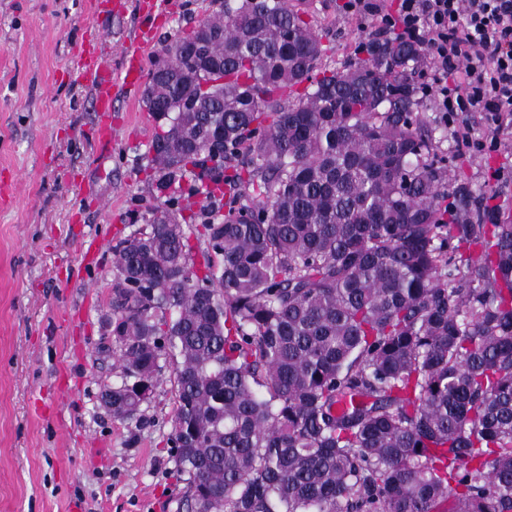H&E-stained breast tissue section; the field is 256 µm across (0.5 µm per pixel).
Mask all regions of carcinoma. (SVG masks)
Here are the masks:
<instances>
[{
	"mask_svg": "<svg viewBox=\"0 0 512 512\" xmlns=\"http://www.w3.org/2000/svg\"><path fill=\"white\" fill-rule=\"evenodd\" d=\"M363 51L323 67L292 0H224L149 73L104 394L139 427L171 370L185 512H512V221L449 188L425 49Z\"/></svg>",
	"mask_w": 512,
	"mask_h": 512,
	"instance_id": "carcinoma-1",
	"label": "carcinoma"
}]
</instances>
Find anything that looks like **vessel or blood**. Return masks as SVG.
<instances>
[{"label": "vessel or blood", "instance_id": "vessel-or-blood-1", "mask_svg": "<svg viewBox=\"0 0 512 512\" xmlns=\"http://www.w3.org/2000/svg\"><path fill=\"white\" fill-rule=\"evenodd\" d=\"M76 67L78 77L90 85L95 95L96 110L100 121L93 137L100 148H108L112 144V102L120 88L136 87L143 73V58L139 51L127 55L121 69L112 71L100 59L95 43H83L77 56Z\"/></svg>", "mask_w": 512, "mask_h": 512}]
</instances>
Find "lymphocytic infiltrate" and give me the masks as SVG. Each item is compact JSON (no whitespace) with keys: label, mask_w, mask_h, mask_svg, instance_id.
<instances>
[{"label":"lymphocytic infiltrate","mask_w":512,"mask_h":512,"mask_svg":"<svg viewBox=\"0 0 512 512\" xmlns=\"http://www.w3.org/2000/svg\"><path fill=\"white\" fill-rule=\"evenodd\" d=\"M343 10L425 46V89L457 121L462 148L491 152L512 140V0H345Z\"/></svg>","instance_id":"lymphocytic-infiltrate-1"}]
</instances>
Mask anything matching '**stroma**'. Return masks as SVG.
Masks as SVG:
<instances>
[{
  "label": "stroma",
  "instance_id": "1",
  "mask_svg": "<svg viewBox=\"0 0 512 512\" xmlns=\"http://www.w3.org/2000/svg\"><path fill=\"white\" fill-rule=\"evenodd\" d=\"M0 0V512H179L184 484L167 439L174 386L163 379L139 428L113 421L101 396L119 376L105 332L112 244L143 225L156 200L147 151L155 123L142 91L119 90L110 152L89 136L90 86L69 74L78 46L100 39L119 69L148 37L145 69L214 0ZM343 0H299L323 36L325 64L351 59L371 31ZM441 144L451 174L478 199L512 209V150L475 155ZM101 250L85 252L89 241Z\"/></svg>",
  "mask_w": 512,
  "mask_h": 512
}]
</instances>
